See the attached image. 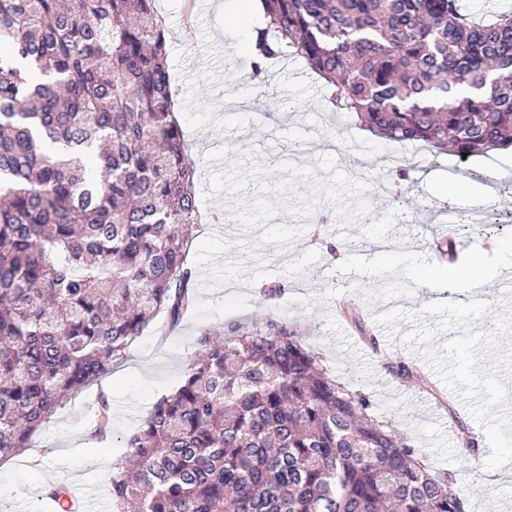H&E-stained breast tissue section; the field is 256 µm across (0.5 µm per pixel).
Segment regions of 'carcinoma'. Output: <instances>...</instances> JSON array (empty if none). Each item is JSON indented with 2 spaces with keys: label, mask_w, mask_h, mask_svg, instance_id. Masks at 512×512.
<instances>
[{
  "label": "carcinoma",
  "mask_w": 512,
  "mask_h": 512,
  "mask_svg": "<svg viewBox=\"0 0 512 512\" xmlns=\"http://www.w3.org/2000/svg\"><path fill=\"white\" fill-rule=\"evenodd\" d=\"M263 3L246 82L297 56L381 138L460 158L512 146V12ZM174 104L155 0H0V459L156 314L176 326L195 304L198 176ZM196 344L182 384L125 440L113 512H470L296 326L234 323ZM387 369L430 385L412 364Z\"/></svg>",
  "instance_id": "carcinoma-1"
}]
</instances>
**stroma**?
Returning <instances> with one entry per match:
<instances>
[{
  "mask_svg": "<svg viewBox=\"0 0 512 512\" xmlns=\"http://www.w3.org/2000/svg\"><path fill=\"white\" fill-rule=\"evenodd\" d=\"M196 12V36L181 35L187 0H156L167 35V56L176 109L188 147L198 165L199 188L209 187L214 153L225 160L242 152L257 151V160L272 167L281 162L316 165L327 142L340 145L338 168L355 174L366 168L372 181H380L375 161L387 153L393 177L384 195L366 190L364 197L378 215L374 224L340 222L331 207L325 224H309L288 250L268 244L259 249L269 274L261 283L238 284L213 293H201L194 309L178 327L158 314L129 347L126 357L97 384L67 400L34 434L30 448L0 461V486L11 496L0 499V512H54L53 501L41 488L62 484L73 489L80 512H112L105 484L117 463L126 459L125 439L142 423L156 400L175 391L186 365L199 353L196 340L202 329L230 322L253 325L267 317L303 330L320 353L327 370L349 389L365 395L371 410L409 438L426 466L462 477L465 469L456 426L440 402L451 391L439 377L431 388L400 381L385 370L386 361L423 366L424 361L399 344H387L375 355L362 335L347 321L343 309H353L370 331H379L376 314L394 307L419 309L454 291L457 300L469 301L465 288H449L443 266L447 242L461 255L476 248L478 240L512 244V225L499 230L454 227L441 234L447 212L470 208L465 198H448V186L467 182L477 172L492 192L484 203L490 212H512V150L497 152L495 160L459 159L453 154L409 156L402 145L373 137L361 130L349 113L329 106L322 82L296 58L266 70L261 84L265 110L249 109L250 85L243 97L228 100L223 76L242 77L249 69L239 47L251 26L237 0H206ZM408 169L407 180L396 179ZM107 404L111 428L96 430L97 411ZM471 512H495L500 500L512 499V471L482 472L465 478Z\"/></svg>",
  "mask_w": 512,
  "mask_h": 512,
  "instance_id": "35a3bbf8",
  "label": "stroma"
}]
</instances>
